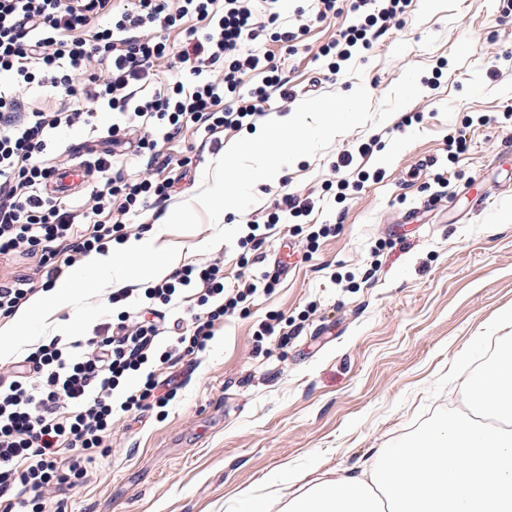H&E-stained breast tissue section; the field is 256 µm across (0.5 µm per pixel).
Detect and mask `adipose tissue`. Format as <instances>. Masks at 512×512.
<instances>
[{"label": "adipose tissue", "instance_id": "1", "mask_svg": "<svg viewBox=\"0 0 512 512\" xmlns=\"http://www.w3.org/2000/svg\"><path fill=\"white\" fill-rule=\"evenodd\" d=\"M157 237L151 231L90 253L0 324V352L9 353L14 341L28 335L35 313L55 331L69 333L70 323L57 314L91 283L124 288L172 272L180 256L160 251ZM463 386L469 412L436 422L416 443L383 449L368 475L324 477L302 486L280 512H512V341Z\"/></svg>", "mask_w": 512, "mask_h": 512}]
</instances>
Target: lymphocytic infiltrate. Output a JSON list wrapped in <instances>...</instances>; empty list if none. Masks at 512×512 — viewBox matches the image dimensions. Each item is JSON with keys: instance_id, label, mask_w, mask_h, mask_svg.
I'll list each match as a JSON object with an SVG mask.
<instances>
[{"instance_id": "obj_1", "label": "lymphocytic infiltrate", "mask_w": 512, "mask_h": 512, "mask_svg": "<svg viewBox=\"0 0 512 512\" xmlns=\"http://www.w3.org/2000/svg\"><path fill=\"white\" fill-rule=\"evenodd\" d=\"M278 2L0 0V71L15 79L13 87L0 88V255L40 252L41 285H52L81 257L140 233L126 223L129 213L175 195L174 176L131 181L118 172L116 149L127 135L138 134L141 151L188 126L236 132L255 127L272 96L290 98L273 58L241 51L268 32L286 44L297 40L295 29L281 27ZM413 9L414 0H317L318 19L344 10L357 18L322 49L329 72L372 50ZM104 16L109 26L90 31ZM178 25L184 38L173 46L161 33ZM171 56L194 76L191 86L158 87L155 64ZM258 70L264 88L241 99L244 76ZM39 77L67 101L66 109L25 110L16 92ZM102 109L116 120L111 148L90 152L99 184L79 206L44 195L56 172L44 161L54 130L89 124ZM271 287L251 276L229 288L218 263L189 266L145 287L132 310L122 307L128 289L113 290L120 311L93 336L70 343L54 337L1 366L0 512H42L62 485L79 482L97 455L109 452L114 411L164 409L175 399L181 381L172 371L156 375L153 362L172 368L204 351L217 324ZM186 294L199 310L190 326L169 333L163 308ZM164 336L170 342L162 351ZM135 372L142 373L141 384L126 387Z\"/></svg>"}]
</instances>
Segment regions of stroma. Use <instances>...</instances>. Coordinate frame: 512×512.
I'll list each match as a JSON object with an SVG mask.
<instances>
[{"mask_svg": "<svg viewBox=\"0 0 512 512\" xmlns=\"http://www.w3.org/2000/svg\"><path fill=\"white\" fill-rule=\"evenodd\" d=\"M301 7L306 17L296 15ZM279 9L304 24L295 50L267 36L242 47L274 57L293 92L273 99L269 118L291 115L313 86L347 94L361 84L380 103L411 65L439 85L403 108L407 123L393 116L342 134L256 187L247 211L225 213L224 226L242 225L283 191L312 195V212L268 229L260 249L200 252L216 230L206 218L195 231L164 232L158 247L177 252L182 266L220 261L232 287L249 258L253 274L275 276L274 289L177 364L185 385L166 411L118 416L110 454L48 499L46 512H235L243 497L272 501L323 474L345 475L445 416L449 381L475 375L492 340L512 337V322L499 321L512 312V122H476L512 108V14L503 0H423L361 59L359 79L329 74L317 59L350 16L315 20L312 0H281ZM111 124L110 112H98L93 125L58 129L51 146L77 159ZM462 128L465 148L449 152ZM375 134L370 165L381 178L339 194L331 186L338 156ZM236 139L188 128L161 144L171 161L197 158L178 201L196 195L204 170ZM478 188L489 198L476 206ZM312 224L336 230L311 248ZM109 297L92 291L59 316L95 329L112 317ZM273 318L287 320V345L260 336Z\"/></svg>", "mask_w": 512, "mask_h": 512, "instance_id": "1", "label": "stroma"}]
</instances>
